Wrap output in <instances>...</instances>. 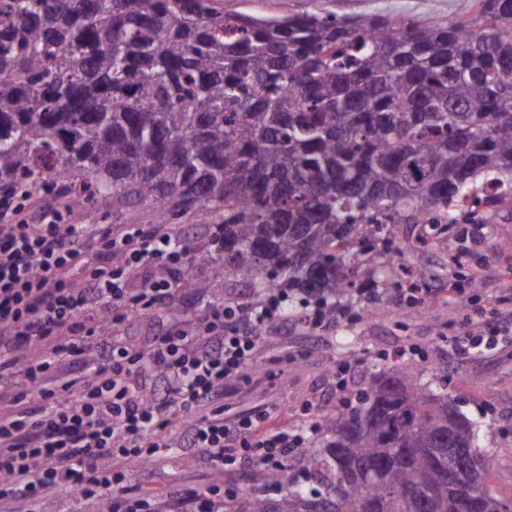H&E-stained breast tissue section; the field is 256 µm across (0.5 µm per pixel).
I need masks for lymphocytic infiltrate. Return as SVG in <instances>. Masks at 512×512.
Masks as SVG:
<instances>
[{
  "mask_svg": "<svg viewBox=\"0 0 512 512\" xmlns=\"http://www.w3.org/2000/svg\"><path fill=\"white\" fill-rule=\"evenodd\" d=\"M28 190L0 177V503L36 502L49 489L101 499L106 512H154L133 471L159 449L195 448L216 466L280 470L318 431L267 427L258 409L224 412V391L245 379L277 299L210 304L142 348L114 329L174 300L189 261L182 236L142 224L113 233L75 224L70 212L25 213ZM138 289L129 280L147 267ZM512 334L464 316L452 336L459 359ZM184 432H170L175 415Z\"/></svg>",
  "mask_w": 512,
  "mask_h": 512,
  "instance_id": "lymphocytic-infiltrate-1",
  "label": "lymphocytic infiltrate"
}]
</instances>
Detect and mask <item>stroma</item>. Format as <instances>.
Masks as SVG:
<instances>
[{"label": "stroma", "mask_w": 512, "mask_h": 512, "mask_svg": "<svg viewBox=\"0 0 512 512\" xmlns=\"http://www.w3.org/2000/svg\"><path fill=\"white\" fill-rule=\"evenodd\" d=\"M225 12H246L259 17H287L306 11L336 16L383 14L448 19L466 8V0H219ZM399 248L398 269L378 271L363 295L352 302L358 317L351 322H328L318 333H308L285 322L271 331L255 368L224 397V405L238 413L269 408L272 425L299 430L308 426L316 409L337 405L338 362L355 360L352 383L386 369L395 351L419 373L422 380L444 389L460 410L481 428L483 447L494 449L496 465L487 484L498 496L512 497V337L496 349L475 350L469 359H458L449 341L452 320L460 309L459 297L447 290L449 280H477L468 296L470 309L498 308L512 295V209L502 210L482 232V243L472 257L458 259L463 248L455 231L429 235L424 224H399L393 229ZM222 267L202 264L193 277L181 279L174 305L152 316L126 322L118 331L122 343L144 346L171 323L189 319L203 298L198 281L222 274ZM433 289L424 304L411 306L407 288L410 276ZM367 337L360 346L358 337ZM304 351L288 363L274 358L285 344ZM263 471L217 469L193 448L162 449L142 487L155 499L157 512H168L174 492L220 484L247 494L259 485Z\"/></svg>", "instance_id": "stroma-1"}]
</instances>
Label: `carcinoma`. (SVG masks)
Listing matches in <instances>:
<instances>
[{
	"label": "carcinoma",
	"mask_w": 512,
	"mask_h": 512,
	"mask_svg": "<svg viewBox=\"0 0 512 512\" xmlns=\"http://www.w3.org/2000/svg\"><path fill=\"white\" fill-rule=\"evenodd\" d=\"M217 0H0V173L78 205L211 225L198 261L256 300L341 305L397 252V224H483L512 200V0L448 20ZM360 406L317 413L301 448L227 512H512L494 453L448 398L394 365ZM478 462L450 477L460 452Z\"/></svg>",
	"instance_id": "cac0c4a2"
}]
</instances>
